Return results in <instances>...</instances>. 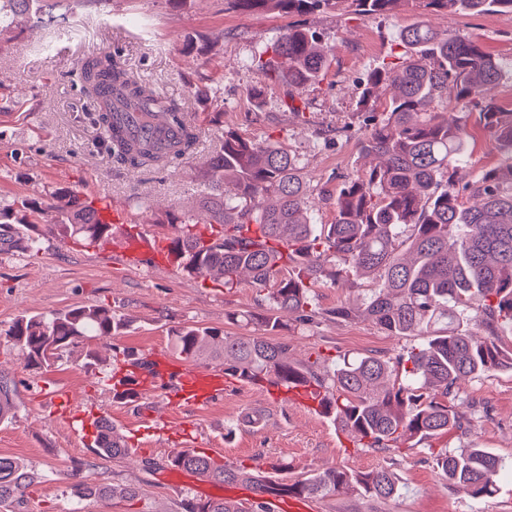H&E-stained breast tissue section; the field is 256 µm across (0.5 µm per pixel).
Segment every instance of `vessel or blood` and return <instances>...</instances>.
I'll return each mask as SVG.
<instances>
[{"label": "vessel or blood", "mask_w": 512, "mask_h": 512, "mask_svg": "<svg viewBox=\"0 0 512 512\" xmlns=\"http://www.w3.org/2000/svg\"><path fill=\"white\" fill-rule=\"evenodd\" d=\"M103 223L122 226L121 234L105 236L101 240L106 247L126 263L138 266L150 261L155 265L170 267L175 263L167 242L146 236L133 225L128 208L112 206L101 209ZM234 375L221 369L191 368L175 362L169 356L155 353L150 364L139 367L129 363L121 364L108 381L111 393L143 392L164 393L170 403L188 410H198L222 400L225 390L234 384ZM266 392L279 402L300 403L314 410H321L322 397L307 386H267ZM272 512H314V505L308 498L296 495L270 498Z\"/></svg>", "instance_id": "b4317fda"}]
</instances>
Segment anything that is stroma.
<instances>
[{"mask_svg":"<svg viewBox=\"0 0 512 512\" xmlns=\"http://www.w3.org/2000/svg\"><path fill=\"white\" fill-rule=\"evenodd\" d=\"M60 17L0 33V205L44 202L51 193L72 191L81 202L98 197L127 206L145 234L164 240L174 234L169 208L199 212L200 193L211 155L225 133L271 140L295 154L316 200L315 220L332 223V203L342 174L365 167L359 152L362 117L356 109L363 74L399 54L400 29L413 11L398 18L366 19L328 11L299 18L276 12L226 10L224 0H62ZM432 22L478 40L492 55L512 58V13L437 15ZM302 23L334 43L323 80L303 92L304 119L284 106L287 88L268 81L259 67L265 46L288 26ZM120 53L128 71L181 104L195 125L194 152L162 170L118 168L102 144L94 112L74 82L91 55ZM447 111L463 116L469 171L497 165L499 155L477 112L461 100ZM374 280L317 288L324 316L313 325L288 321L280 337L293 343L296 358L320 350L330 361L343 356L396 354L414 344L390 336L362 317L339 320L341 303L361 308ZM261 298L250 282L225 290L175 268L126 266L111 251L46 237L37 255L0 253V332L21 314L50 313L82 305L113 308L129 320L117 337L91 339L71 348L46 371L25 368L22 356L0 335V369L17 384V410L0 423V455L24 462L35 479L26 512H181L184 498L220 500L225 484L197 486L193 473L174 480L169 470L144 469L162 461L191 425L217 459L252 468L279 465L291 483L329 467L367 472L389 466L404 493L394 499L358 494L318 500V512H512V477L498 493L473 500L445 487L431 449L476 446L512 456V372L466 381L455 400L463 428L431 443H415L401 454L364 448L333 419L285 403L271 402L258 385L241 384L207 408L186 412L158 398L127 403L113 399L105 381L125 351L143 357L173 354L170 330L187 323L231 336L257 331L246 315L260 312ZM60 391L110 418L132 448L130 457L98 456L91 437L69 423V411L54 403ZM97 483L131 485L134 501H77L71 494L74 463Z\"/></svg>","mask_w":512,"mask_h":512,"instance_id":"obj_1","label":"stroma"}]
</instances>
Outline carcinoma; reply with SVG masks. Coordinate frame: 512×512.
Masks as SVG:
<instances>
[{
	"label": "carcinoma",
	"instance_id": "1",
	"mask_svg": "<svg viewBox=\"0 0 512 512\" xmlns=\"http://www.w3.org/2000/svg\"><path fill=\"white\" fill-rule=\"evenodd\" d=\"M34 0H0V32L31 20ZM237 12L277 11L307 15L353 11L397 17L405 7L416 13L399 32L402 60L368 72L357 106L367 112L361 151L381 164L346 176L336 193V217L317 224L299 159L271 142L232 134L210 158L200 200L204 215L169 213L177 235L170 240L178 268L190 276L222 282L230 290L241 273L274 309L297 322L323 316L314 288L337 286L370 276L363 316L390 336L420 342L395 355L362 356L339 365L321 355L297 363L288 339L228 336L223 331L183 324L171 329L177 358L218 359L224 370L247 382L267 379L286 386L304 384L324 394L323 414L338 420L364 448L399 451L411 440L435 439L462 427L448 406L461 382L494 371H512V350L500 345L512 334V111H504L492 91L507 73L505 62L478 40L454 29H438L439 14L512 13V0H224ZM272 54L266 76L290 88L286 107L298 110L302 90L327 72L334 47L310 28L290 26L266 47ZM75 82L95 105L103 143L118 165L133 171L160 168L196 148L195 127L180 105L129 74L117 55L86 58ZM123 93L112 98L107 83ZM467 99L492 135L499 163L471 177L466 170L467 125L437 111L448 97ZM59 219L37 230L39 217ZM97 211L78 206L76 195L59 191L54 202L0 208V252L36 254L43 238L58 233L86 245L109 233ZM471 312L474 332L464 324ZM128 327L125 317L103 305H84L50 314H22L4 335L26 366L48 369L61 352L92 338H114ZM16 383L0 370V422L14 418ZM98 455L129 454L112 421L94 424ZM446 485L474 500L495 495L497 479L512 475V457L485 448L435 452ZM166 466L224 484L245 483L253 493L331 498L357 493L392 499L401 494L386 467L354 472L337 467L291 484L266 477L258 468L230 467L183 449ZM71 477L80 499L138 497L136 487L91 483ZM34 481L17 459L0 455V506L20 509ZM184 512H253L236 500L181 502Z\"/></svg>",
	"mask_w": 512,
	"mask_h": 512
}]
</instances>
